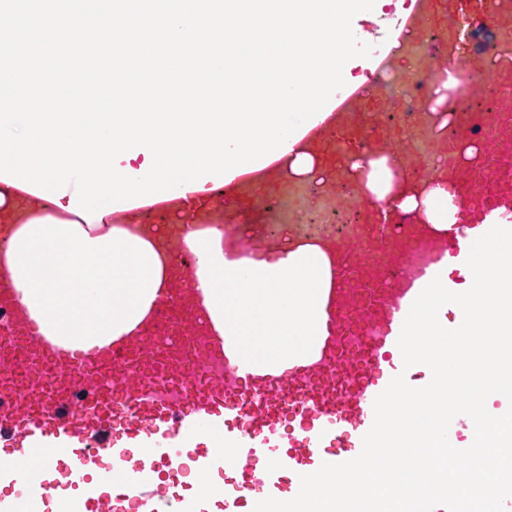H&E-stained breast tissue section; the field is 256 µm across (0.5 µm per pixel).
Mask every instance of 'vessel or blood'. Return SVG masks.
Listing matches in <instances>:
<instances>
[{
	"instance_id": "1",
	"label": "vessel or blood",
	"mask_w": 512,
	"mask_h": 512,
	"mask_svg": "<svg viewBox=\"0 0 512 512\" xmlns=\"http://www.w3.org/2000/svg\"><path fill=\"white\" fill-rule=\"evenodd\" d=\"M436 29L441 51L431 73L458 64L484 67L477 31H490L492 78L503 95L495 123L481 122L480 153L464 158L457 138L441 140L436 174L449 191L481 208L478 224L440 230L390 204L363 224L311 237L326 256L332 284L321 297L325 330L299 364L255 368L234 356L203 297L191 288L182 224H133L170 261L168 280L129 333L99 351L77 354L41 335L9 276L0 272V488L22 486L21 500L0 496V512H253L272 497L293 499L300 477L322 463L356 458L374 421L373 403L396 375L425 386L426 367H404L397 346L419 293L448 267L465 268L473 242L512 226V7L505 0H416L403 21L420 40ZM384 85L349 93L318 132L305 138L327 175L347 174L361 141L390 155L405 174L425 162L409 131L388 130L369 102ZM280 168L226 185L245 208L281 189ZM225 251L251 258L286 253L298 232L266 224H224ZM474 429L454 418L448 439L468 448ZM191 469L190 488L178 479ZM228 488L213 490L216 476Z\"/></svg>"
}]
</instances>
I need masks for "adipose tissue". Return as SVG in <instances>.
Here are the masks:
<instances>
[{"label": "adipose tissue", "mask_w": 512, "mask_h": 512, "mask_svg": "<svg viewBox=\"0 0 512 512\" xmlns=\"http://www.w3.org/2000/svg\"><path fill=\"white\" fill-rule=\"evenodd\" d=\"M349 164L364 198L373 205L398 200L426 223H456L459 199L432 184L417 191L396 181L389 159L368 152ZM11 185L0 186V209L14 216L7 244H0V268L11 275L21 303L48 336L81 350L110 343L146 312L166 278L167 263L151 241L126 224L123 212L87 222L67 218L63 207ZM193 256L191 285L201 291L223 335L239 337L246 363L299 358L318 330L317 300L330 270L315 248L297 245L276 260L251 261L224 251L221 233L198 226L187 235ZM69 288H61V281ZM269 284L286 303L272 310L257 282Z\"/></svg>", "instance_id": "1"}]
</instances>
